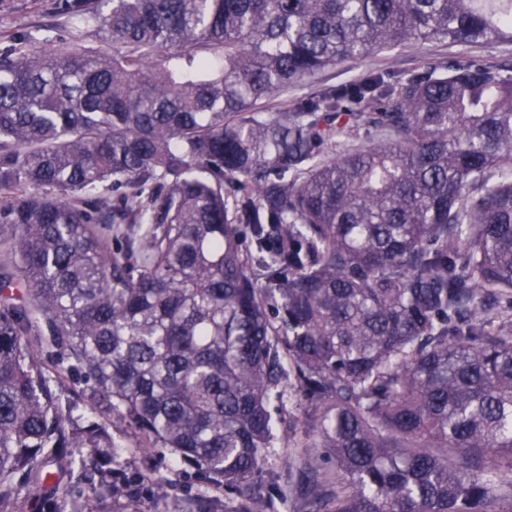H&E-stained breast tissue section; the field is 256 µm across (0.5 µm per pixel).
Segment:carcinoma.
Returning <instances> with one entry per match:
<instances>
[{
  "instance_id": "cac0c4a2",
  "label": "carcinoma",
  "mask_w": 512,
  "mask_h": 512,
  "mask_svg": "<svg viewBox=\"0 0 512 512\" xmlns=\"http://www.w3.org/2000/svg\"><path fill=\"white\" fill-rule=\"evenodd\" d=\"M56 10L112 52L0 37V243L27 286L0 271V512L76 464L143 512L49 370L141 451L250 484L233 512H273L257 477L289 371L347 483L334 512H512V75L467 59L269 111L375 51L512 43V0ZM361 123L377 138L328 157Z\"/></svg>"
}]
</instances>
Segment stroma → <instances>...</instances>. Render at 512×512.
I'll return each mask as SVG.
<instances>
[{"label": "stroma", "mask_w": 512, "mask_h": 512, "mask_svg": "<svg viewBox=\"0 0 512 512\" xmlns=\"http://www.w3.org/2000/svg\"><path fill=\"white\" fill-rule=\"evenodd\" d=\"M22 29L41 39L79 36L80 26L55 10V0H0V31ZM80 37V36H79ZM474 56L512 67V43H490L462 48L445 42L411 43L373 52L363 59L321 71L303 85L289 88L284 99L289 105L370 73L408 76L424 72L432 64ZM270 411L278 433L287 434V447L276 448L265 467V480L274 496L276 512H331L330 506L344 486L329 449L320 445L318 413L303 397L294 376L282 379ZM113 441L124 452L129 471L164 476L171 485L165 499L143 497L144 512H183L186 498L207 497L213 512H228L223 491L214 490L203 478L175 463L162 449L150 453L137 450L135 432L120 419L110 428ZM53 496L59 512H79L89 499L107 497L103 487H91L78 474L63 475L52 491L22 492L23 512H42L46 496Z\"/></svg>", "instance_id": "obj_1"}]
</instances>
